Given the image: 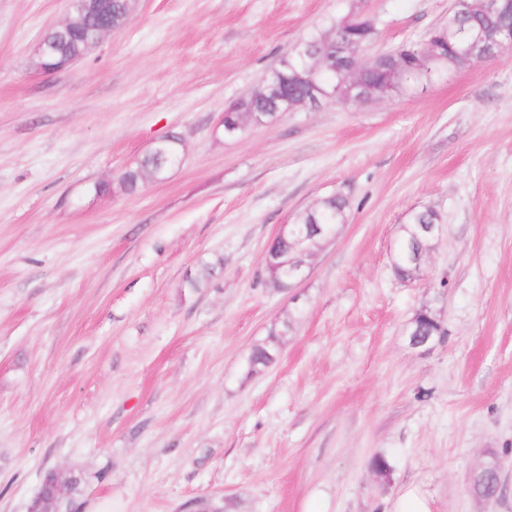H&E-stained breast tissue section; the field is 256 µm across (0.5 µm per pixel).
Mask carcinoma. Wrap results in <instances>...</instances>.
Segmentation results:
<instances>
[{
    "instance_id": "cac0c4a2",
    "label": "carcinoma",
    "mask_w": 512,
    "mask_h": 512,
    "mask_svg": "<svg viewBox=\"0 0 512 512\" xmlns=\"http://www.w3.org/2000/svg\"><path fill=\"white\" fill-rule=\"evenodd\" d=\"M476 0H465L448 11V18L442 31L448 33V44L439 49L430 47L425 49L429 57V65L425 68L415 69L412 62L402 61V77L400 82L392 90V94L400 95L410 93L418 87L436 80L445 73L452 72L463 66L462 59L456 54V48L461 42L463 34H476L484 32L491 34L498 26V20L486 15L475 6ZM377 34V25L374 17L368 12L355 6L344 15L338 16L329 22L323 30H315L304 40L309 56L302 58L294 53L279 60L274 69L282 71L292 79L288 81V89L285 99L272 92L269 88L270 81H262L257 90L247 96L233 102L224 109L225 120L233 124L244 122L246 125H261L275 120L280 114L292 110V106L306 100L312 84L322 86L334 85L339 82L341 73L338 71L306 72L312 64L310 55L316 53L325 42L338 44L356 41L366 46L370 44ZM85 42V30L75 28L71 30L58 45L61 56H72L82 50ZM180 159V138L169 135L162 139L154 149L148 153L137 166L127 168L117 176V184L120 189L128 194L140 190L150 181H158L165 178L168 171L174 167ZM348 208L347 199L343 196H331L320 200L317 204L305 210L295 220L302 229V235L298 238L291 236H279L271 240L267 246L265 256L276 253L282 259H292L300 253L312 254L313 250L323 241L318 232V226L336 229V226L346 221ZM435 213L424 209L410 215L409 222L404 225L398 251L409 255L421 249V243L417 238L418 225L429 224L433 221ZM288 335V325L283 328L269 331L266 342L255 346L248 358L250 372L257 371L260 367L268 366L273 360L282 341V337ZM443 330H439L430 322V318L423 317L419 324L412 328L411 339L414 344L428 336H442Z\"/></svg>"
}]
</instances>
